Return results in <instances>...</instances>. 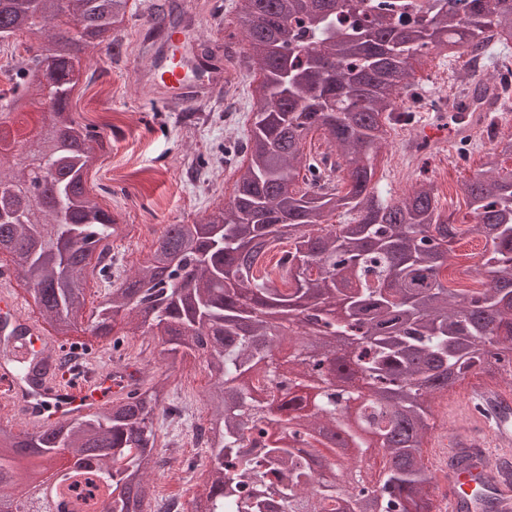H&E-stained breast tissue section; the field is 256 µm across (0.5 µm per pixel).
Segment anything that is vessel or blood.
Returning <instances> with one entry per match:
<instances>
[{
    "label": "vessel or blood",
    "instance_id": "obj_1",
    "mask_svg": "<svg viewBox=\"0 0 512 512\" xmlns=\"http://www.w3.org/2000/svg\"><path fill=\"white\" fill-rule=\"evenodd\" d=\"M234 68L221 69L193 62L173 65L166 56H155L149 72L138 75L166 107L183 105L186 98L206 101L213 86L231 85ZM492 104L481 86L466 87L458 93V112H439L420 126L417 138L436 148L468 138L482 123ZM12 269L0 270V345L16 354L15 362L0 364V404L24 418L22 433L46 432L73 420L89 409L112 404L131 392L126 370L113 364L100 370L86 369L81 385H72L57 366L49 349L54 339L25 313L12 289ZM37 358L36 373L21 380L15 364ZM449 411L466 412V419L454 432L448 465L437 474L435 512H482V499L494 497L499 512H512V473L499 468L484 450L492 445L512 452V393L486 387L468 393L464 404L449 402Z\"/></svg>",
    "mask_w": 512,
    "mask_h": 512
}]
</instances>
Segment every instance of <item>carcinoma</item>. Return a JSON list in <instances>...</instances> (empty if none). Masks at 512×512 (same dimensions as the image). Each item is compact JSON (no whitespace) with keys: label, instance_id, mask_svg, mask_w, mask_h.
I'll list each match as a JSON object with an SVG mask.
<instances>
[{"label":"carcinoma","instance_id":"obj_1","mask_svg":"<svg viewBox=\"0 0 512 512\" xmlns=\"http://www.w3.org/2000/svg\"><path fill=\"white\" fill-rule=\"evenodd\" d=\"M69 9L63 22L51 0H0V41H53L61 24L75 29L50 57L26 47L8 93L0 91V110L13 112L41 91L36 73L61 90L49 99L51 123L24 147L57 169L59 203L32 221L27 172L0 147V253L19 258V279L62 336L86 304L89 258L108 275L107 240L118 231L86 187L103 136L69 110L75 51L106 39L114 51L129 6L69 0ZM238 24L245 59L264 75L266 116L231 148L248 163L235 194L191 224L168 225L146 265L100 303L93 333L109 335L124 314L170 354L205 360L210 486L193 512H431L432 399L469 374L512 368V138L496 139L487 170L461 186L464 219L485 238L486 284L475 290L443 281L465 230L442 211L434 181L388 200L374 159L399 109L423 94L415 69L444 50L479 61L512 37V0H241ZM319 131L334 150L304 152ZM336 215L347 221L330 223ZM284 241L280 288L260 265ZM300 244L320 264L313 284L298 266ZM338 336L350 339L346 356ZM158 410L172 422L182 414L164 405L160 385L138 380L130 399L47 433L23 438L0 427V494H27L62 449L76 460L69 487L93 468L108 512H145L160 466ZM327 428L357 449L342 485L336 452L320 451ZM374 439L385 462L368 487L352 475Z\"/></svg>","mask_w":512,"mask_h":512}]
</instances>
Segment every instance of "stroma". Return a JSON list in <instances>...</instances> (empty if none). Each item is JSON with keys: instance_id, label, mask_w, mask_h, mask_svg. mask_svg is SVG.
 I'll list each match as a JSON object with an SVG mask.
<instances>
[{"instance_id": "obj_1", "label": "stroma", "mask_w": 512, "mask_h": 512, "mask_svg": "<svg viewBox=\"0 0 512 512\" xmlns=\"http://www.w3.org/2000/svg\"><path fill=\"white\" fill-rule=\"evenodd\" d=\"M184 10L195 20L209 50H225L242 56L243 42L235 21L239 0H182ZM146 0H129L131 14L119 31L122 55L109 61L105 46L89 48L79 83L72 92L69 109L80 123L98 126L108 142L96 152L86 175L87 186L105 211L118 218L122 230L109 240L112 254L122 270L137 269L149 255L165 227L204 217L228 199L237 180L235 168L224 161V149L243 140L254 121L256 73L236 74L235 88L225 95L208 119H200L194 107L183 112H163L152 106L150 96L131 77L134 68L151 63L152 41L143 18ZM388 145L375 160L376 178L382 193L401 196L413 183L434 180L445 211H467L460 187L480 173L487 160L483 130L473 135L466 159L446 169L436 152L413 149L411 130L395 125L387 132ZM89 296L76 319L74 337L85 339L99 351H115L118 360L142 372L146 381L163 385L167 394L184 409L179 424L155 422L156 447L167 452L182 440L183 454L171 459L157 473L152 486L156 497L179 495L185 505L206 492L205 485L187 484L191 471L207 472L206 449L190 438L196 416L210 417L206 393L211 386L205 364L199 358L171 359L161 347L147 345L133 336L125 319H117L112 336L92 332L97 307L113 283L102 279L94 267H86ZM123 337L120 350H113V336Z\"/></svg>"}]
</instances>
